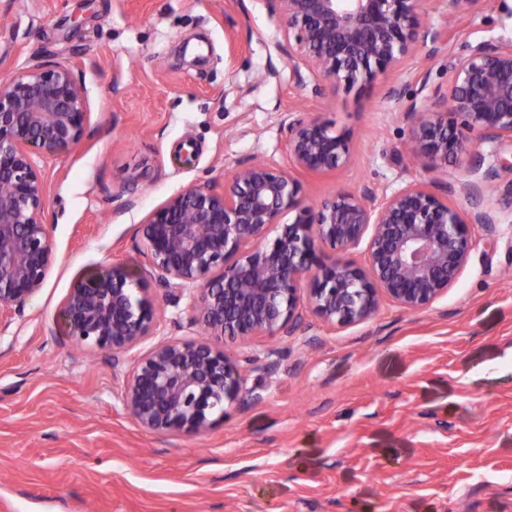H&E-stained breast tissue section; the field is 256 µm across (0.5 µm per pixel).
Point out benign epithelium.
Instances as JSON below:
<instances>
[{
	"label": "benign epithelium",
	"instance_id": "benign-epithelium-1",
	"mask_svg": "<svg viewBox=\"0 0 512 512\" xmlns=\"http://www.w3.org/2000/svg\"><path fill=\"white\" fill-rule=\"evenodd\" d=\"M284 21L296 82L324 94L325 83L350 91L397 69L417 44L441 51L442 33L426 18L424 0H264ZM419 164L435 170L466 157L482 182L459 188L418 181L379 193L366 185L313 207L299 175L344 167L350 135L318 117L288 114V165L250 163L220 190L192 185L151 211L142 224L146 258L170 296L187 286L203 337L162 341L135 364L123 403L150 432L201 435L246 390L254 358L229 341L292 334L307 305L330 326L374 316L387 299L410 312L452 287L477 245L470 226L492 228L483 207L485 143L512 144V40L467 45L448 64L447 90L435 105L411 100L403 112ZM85 135L84 88L65 65L25 69L0 80V311L19 310L43 288L54 262L43 221L46 188L35 156L77 147ZM463 197L462 206L451 199ZM294 222L268 239L285 211ZM364 247L367 266L344 259ZM158 304L122 263L78 280L62 307L68 338L114 356L154 335Z\"/></svg>",
	"mask_w": 512,
	"mask_h": 512
}]
</instances>
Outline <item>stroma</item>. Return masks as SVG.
<instances>
[{"mask_svg":"<svg viewBox=\"0 0 512 512\" xmlns=\"http://www.w3.org/2000/svg\"><path fill=\"white\" fill-rule=\"evenodd\" d=\"M448 45L351 91L299 87L279 18L261 0H0V78L69 65L86 135L37 159L55 262L0 315V512H512V212L477 240L447 294L411 313L384 303L331 328L303 309L290 336L238 345L269 377L197 436L142 429L122 394L135 360L193 340V292L150 274L141 225L182 189L223 187L243 164L287 163L292 112L352 135L349 164L302 176L307 204L364 185L456 187L466 165L409 157L406 100L432 104L462 42L512 39V0H427ZM124 263L159 302L154 337L111 357L74 344L60 307L76 280Z\"/></svg>","mask_w":512,"mask_h":512,"instance_id":"stroma-1","label":"stroma"}]
</instances>
